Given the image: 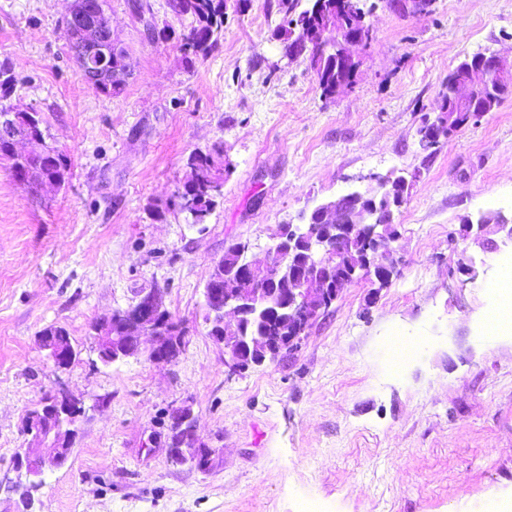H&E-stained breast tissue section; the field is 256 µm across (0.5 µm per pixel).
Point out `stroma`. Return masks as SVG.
<instances>
[{"label": "stroma", "mask_w": 512, "mask_h": 512, "mask_svg": "<svg viewBox=\"0 0 512 512\" xmlns=\"http://www.w3.org/2000/svg\"><path fill=\"white\" fill-rule=\"evenodd\" d=\"M148 2L142 19L107 0L133 76L105 96L68 47L71 0H0V62L16 78L0 105L38 112L71 162L66 186L40 197L0 163V512L23 510L13 457L27 414L61 384L89 411L31 512H302L305 499L322 512H501L512 336L488 334L484 314L512 245L483 254L465 227L512 216V96L432 149L418 129L465 57L512 64V0H435L426 16L364 0L373 40L354 87L331 99L272 39L278 0L227 8L217 48L189 63V18ZM149 22L166 39L149 40ZM219 141L223 193L188 224L172 205L186 160ZM390 172L408 182L391 282L345 286L297 351L228 375L203 301L226 243L264 259L281 225ZM465 253L476 279L457 270ZM153 288L185 333L178 359L103 364L92 324ZM51 325L78 351L62 371L37 344ZM183 403L219 451L209 473L168 457V413Z\"/></svg>", "instance_id": "1"}]
</instances>
